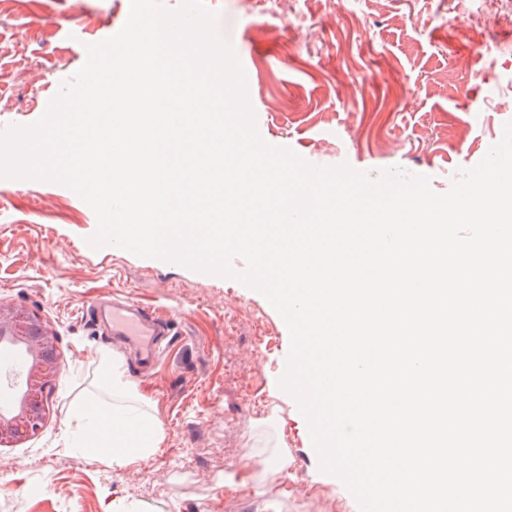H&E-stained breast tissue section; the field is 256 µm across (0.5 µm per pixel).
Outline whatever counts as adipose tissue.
<instances>
[{
	"mask_svg": "<svg viewBox=\"0 0 512 512\" xmlns=\"http://www.w3.org/2000/svg\"><path fill=\"white\" fill-rule=\"evenodd\" d=\"M69 426L82 452L123 466L144 459L163 441L155 416L141 406L122 364L108 351L100 352L95 387L75 405Z\"/></svg>",
	"mask_w": 512,
	"mask_h": 512,
	"instance_id": "adipose-tissue-1",
	"label": "adipose tissue"
}]
</instances>
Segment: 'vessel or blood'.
I'll return each mask as SVG.
<instances>
[{"label":"vessel or blood","mask_w":512,"mask_h":512,"mask_svg":"<svg viewBox=\"0 0 512 512\" xmlns=\"http://www.w3.org/2000/svg\"><path fill=\"white\" fill-rule=\"evenodd\" d=\"M89 317L105 320L112 335L131 345L140 368L152 367L158 358V341L165 333L159 317L130 300L113 299L111 306L90 307Z\"/></svg>","instance_id":"1"}]
</instances>
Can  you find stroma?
<instances>
[{"mask_svg": "<svg viewBox=\"0 0 512 512\" xmlns=\"http://www.w3.org/2000/svg\"><path fill=\"white\" fill-rule=\"evenodd\" d=\"M217 30L244 62L262 140L315 166L361 172L425 170L448 191L512 122V24L491 39L508 47L485 69L463 0H205ZM130 0H51L49 9L0 7V127L38 121L86 47L122 28ZM91 207L50 181L0 179V302L28 307L58 337L60 377L40 433L0 447V512H355L356 499L322 472L309 425L279 381L290 333L278 311L242 283L143 258L91 250ZM122 293L172 321L154 372L87 306ZM275 336L257 351L254 324ZM118 357L156 416L162 448L130 466L71 443V410ZM253 375L267 410L244 401Z\"/></svg>", "mask_w": 512, "mask_h": 512, "instance_id": "obj_1", "label": "stroma"}]
</instances>
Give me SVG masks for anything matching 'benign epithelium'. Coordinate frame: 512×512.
Here are the masks:
<instances>
[{"label": "benign epithelium", "instance_id": "1", "mask_svg": "<svg viewBox=\"0 0 512 512\" xmlns=\"http://www.w3.org/2000/svg\"><path fill=\"white\" fill-rule=\"evenodd\" d=\"M0 344L20 349L24 376L10 405L0 409V446L35 435L46 416V391L57 377L58 337L37 314L0 303Z\"/></svg>", "mask_w": 512, "mask_h": 512}]
</instances>
